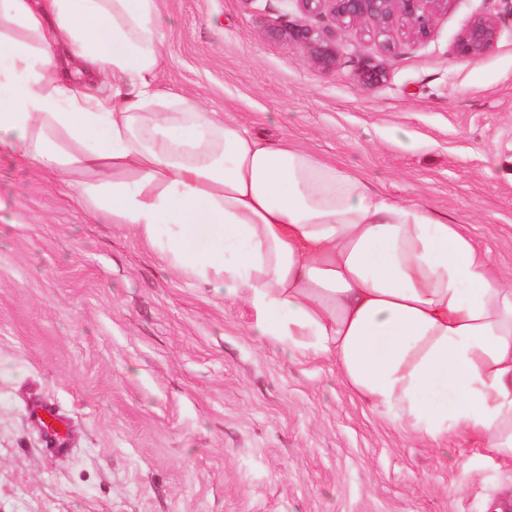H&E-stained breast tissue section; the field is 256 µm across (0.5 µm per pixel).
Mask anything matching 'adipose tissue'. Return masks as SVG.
I'll use <instances>...</instances> for the list:
<instances>
[{"label": "adipose tissue", "mask_w": 512, "mask_h": 512, "mask_svg": "<svg viewBox=\"0 0 512 512\" xmlns=\"http://www.w3.org/2000/svg\"><path fill=\"white\" fill-rule=\"evenodd\" d=\"M156 0H0V153L77 181L255 336L432 446L512 458V279L460 225L162 91ZM111 80L112 91L97 93Z\"/></svg>", "instance_id": "obj_1"}]
</instances>
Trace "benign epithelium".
I'll list each match as a JSON object with an SVG mask.
<instances>
[{"mask_svg": "<svg viewBox=\"0 0 512 512\" xmlns=\"http://www.w3.org/2000/svg\"><path fill=\"white\" fill-rule=\"evenodd\" d=\"M301 17L286 19L270 36L288 42L304 53L307 62L322 71L336 68L337 50L332 31L307 24L304 18L324 14L339 28L369 25L362 34L376 41L386 53H398L410 40L425 38L435 15L450 8L455 0H292ZM503 32L502 18L481 14L470 19L459 33L453 53L475 60L493 50ZM360 79L369 87L385 80L383 69L371 57L361 59Z\"/></svg>", "mask_w": 512, "mask_h": 512, "instance_id": "7a95c632", "label": "benign epithelium"}]
</instances>
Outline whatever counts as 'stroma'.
I'll list each match as a JSON object with an SVG mask.
<instances>
[{
	"instance_id": "stroma-1",
	"label": "stroma",
	"mask_w": 512,
	"mask_h": 512,
	"mask_svg": "<svg viewBox=\"0 0 512 512\" xmlns=\"http://www.w3.org/2000/svg\"><path fill=\"white\" fill-rule=\"evenodd\" d=\"M163 90L458 224L512 276V29L452 53L455 0L428 38L382 51L336 33L334 71L269 32L292 0H157ZM386 81L357 76L361 57ZM71 187L0 155V512H494L512 459L454 432L432 448L373 410L333 362L252 336L251 316L174 270ZM68 427L49 445L27 407Z\"/></svg>"
}]
</instances>
